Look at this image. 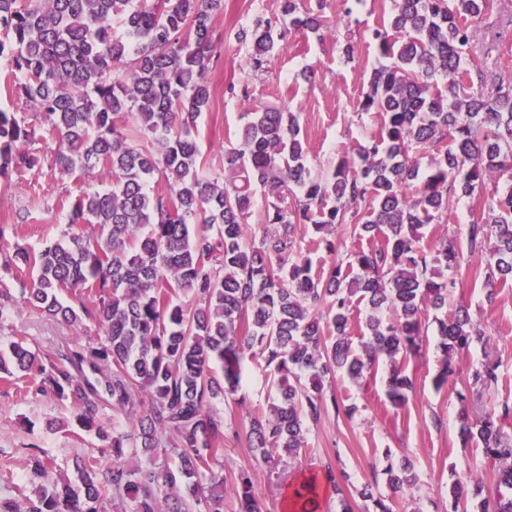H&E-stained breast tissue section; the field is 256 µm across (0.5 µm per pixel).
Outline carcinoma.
Segmentation results:
<instances>
[{"label": "carcinoma", "mask_w": 512, "mask_h": 512, "mask_svg": "<svg viewBox=\"0 0 512 512\" xmlns=\"http://www.w3.org/2000/svg\"><path fill=\"white\" fill-rule=\"evenodd\" d=\"M303 0H278L235 32L251 47L249 65L268 67L293 30L323 41L332 33ZM495 0H393L388 26L370 38L380 62L358 111L381 123L327 176L307 165L299 117L266 108L224 149L223 173L202 156L197 119L214 87L207 74L221 53L212 22L224 0H0V60L5 90L17 89L42 112L60 145L54 164L78 176L102 169L111 181L85 189L68 209V232L34 251L19 243L0 269L19 294L0 288V317L22 303L61 323L101 335L78 337L46 353L24 339L0 353V376L34 374L37 390L70 403L81 429L105 442L75 459L76 480L52 479L53 459L33 445L25 461L34 498L0 499V512H224V414L217 402L237 392L246 356L272 368L276 396L264 419L244 432L262 462L304 447L305 422L340 410L325 385L336 375L361 379L389 363L386 394L396 405L413 388L403 368L419 351L423 315L447 308L463 265L478 258L485 287L512 284V77L472 62L476 28ZM119 22L123 32L112 25ZM35 130L0 108V177L33 170ZM169 191L152 193L151 179ZM266 227L249 240L246 215L256 193ZM482 196L464 241L425 242L459 202ZM352 227L348 269L313 270L296 229ZM365 302L360 349L352 348V298ZM437 324L441 368L486 341L481 323L458 308ZM222 375H217L215 365ZM498 364L469 366V385L489 389ZM460 437L482 444L500 465L495 490L471 473L453 475L451 512H512V407L479 411L458 393ZM112 413V429L101 416ZM391 496L410 494L416 475L386 452ZM328 468L289 495L290 512H319L322 486L353 512ZM238 512H261L249 472L232 485Z\"/></svg>", "instance_id": "carcinoma-1"}]
</instances>
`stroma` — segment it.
Segmentation results:
<instances>
[{"label": "stroma", "mask_w": 512, "mask_h": 512, "mask_svg": "<svg viewBox=\"0 0 512 512\" xmlns=\"http://www.w3.org/2000/svg\"><path fill=\"white\" fill-rule=\"evenodd\" d=\"M277 5V0H224L223 13L213 20L214 42L222 55L208 73L216 88L215 99L199 120L203 156L213 172H221L224 150L235 144L242 114L270 105L299 113L308 163L323 175L377 126L375 117L358 116L356 106L377 57L368 33L388 23L392 0H327L324 14L338 30L336 38L323 42L292 32L269 69L256 73L248 65L247 48L237 44L234 32L256 15L275 12ZM492 19L474 36L481 51L479 61L492 72L512 76V0H499ZM349 44L355 48L350 62L343 54ZM0 107L20 113L38 135L32 150L41 160L40 169L0 179V224L7 225L9 240L33 249L45 239L68 232L64 204L101 181L103 174L98 170L79 178L62 174L52 166L58 143L48 135L42 115L19 94L0 95ZM486 274L485 266L472 261L448 296L449 307L469 308L486 328L488 341L455 359L456 373L447 386L438 390L433 385L440 358L432 333L424 336L420 354L406 361L413 389L405 405L396 407L387 399L385 368L360 382L336 376L332 388L353 407V414L331 410L319 421L307 423L301 455L285 460L274 473L258 465L257 453L244 436L233 433L247 414L265 410L274 395L267 371L260 363H249L248 377L234 398L218 406L232 426L224 435L221 460L225 485H232L238 472L250 471L263 512H287L289 485L329 465L349 474L348 498L354 512H373L372 503L360 491L372 482L378 492H385L381 475L389 452L409 461L418 477L416 490L399 499L394 512H446L455 472H473L485 488H493L497 467L485 458L480 445L463 444L457 400L470 364L487 356L499 365L498 382L481 392L480 404L512 405V288H496L494 300H487ZM67 335L62 325L23 305L0 316V347L24 338L32 348L44 351L61 345ZM72 421V408L52 395L33 396L0 382V458L12 459L10 471L0 470V498L15 499L31 490L23 447L39 445L55 459L59 472L68 475L74 472L76 455L100 448L95 434L71 430Z\"/></svg>", "instance_id": "stroma-1"}]
</instances>
